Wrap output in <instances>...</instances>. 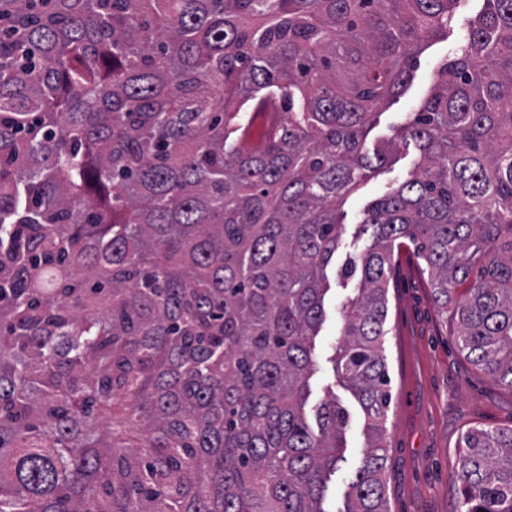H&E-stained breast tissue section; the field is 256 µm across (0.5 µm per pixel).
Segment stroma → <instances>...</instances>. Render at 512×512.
<instances>
[{
    "label": "stroma",
    "instance_id": "35a3bbf8",
    "mask_svg": "<svg viewBox=\"0 0 512 512\" xmlns=\"http://www.w3.org/2000/svg\"><path fill=\"white\" fill-rule=\"evenodd\" d=\"M482 8L483 0H461L447 34L420 50L411 82L379 109L366 138L369 152H387L389 159L343 206L306 405L311 414L322 400L333 398L349 414L343 460L331 478L325 512H341L349 478L360 464L365 444L364 414L335 377L331 362L342 329L340 308L356 295L358 281L340 280L336 272L370 243L360 226L364 210L413 174L418 152L399 132L427 98L440 67ZM388 299L385 348L392 391L386 424L388 508L390 512H457L461 438L477 424H512V392L494 383L459 350L449 320L435 301L428 268L414 253H403L394 268Z\"/></svg>",
    "mask_w": 512,
    "mask_h": 512
}]
</instances>
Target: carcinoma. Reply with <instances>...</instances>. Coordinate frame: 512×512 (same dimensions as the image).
Here are the masks:
<instances>
[{
    "mask_svg": "<svg viewBox=\"0 0 512 512\" xmlns=\"http://www.w3.org/2000/svg\"><path fill=\"white\" fill-rule=\"evenodd\" d=\"M460 0H0V512H324L345 411L304 407L368 126ZM286 119L246 150L262 98ZM363 213L335 372L365 417L344 512H389L403 247L512 392V0H484ZM460 512H512V426L461 441Z\"/></svg>",
    "mask_w": 512,
    "mask_h": 512,
    "instance_id": "cac0c4a2",
    "label": "carcinoma"
}]
</instances>
